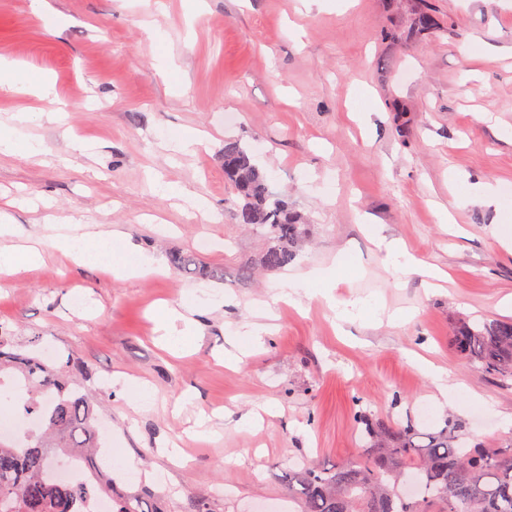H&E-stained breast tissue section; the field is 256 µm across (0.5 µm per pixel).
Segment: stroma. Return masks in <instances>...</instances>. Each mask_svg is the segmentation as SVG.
I'll return each instance as SVG.
<instances>
[{
	"label": "stroma",
	"instance_id": "obj_1",
	"mask_svg": "<svg viewBox=\"0 0 512 512\" xmlns=\"http://www.w3.org/2000/svg\"><path fill=\"white\" fill-rule=\"evenodd\" d=\"M49 2L68 21L55 34L29 0H0V54L49 77L71 106L63 123L36 115L23 126L39 155L0 156V210L13 217L18 243L78 223L122 230L145 253L191 251L224 270L220 282L170 267L117 279L50 249L37 270L0 276V333L28 354L54 349L56 367L74 359L103 446L139 461V479L112 472L114 491L149 499L155 512H184L192 498L216 512H288V472L300 459L359 460V407L414 416L422 430L451 414L493 446L512 438V379L476 370L448 343L458 320L512 318L499 305L512 296V251L492 232L496 214L478 201L457 206L461 189L448 181L454 171L512 191V0H324L302 16L297 0H162L152 35L141 0ZM422 14L434 28L418 26ZM167 65L174 73L164 80L158 69ZM187 127L208 135L193 156L166 146L171 130ZM73 134L93 143L92 154L71 150ZM229 136L313 227L286 272L343 258L336 300L365 304L342 324L317 296L299 310L277 305L263 350L233 369L221 362L226 326L251 319L282 274L237 278L267 241L238 222L224 179ZM163 183L204 197L209 216L188 217L162 197ZM444 209L459 232L441 222ZM379 235L402 240L447 282L432 291L398 277ZM190 289L206 305L176 357L155 316ZM382 306L410 317L377 318ZM415 353L492 410L450 400L420 419L435 388ZM142 383L153 391L146 411L130 403ZM269 402L279 413L259 426L224 418ZM203 411L212 436L195 441Z\"/></svg>",
	"mask_w": 512,
	"mask_h": 512
}]
</instances>
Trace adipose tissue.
I'll return each mask as SVG.
<instances>
[{
    "label": "adipose tissue",
    "instance_id": "ef3b65f1",
    "mask_svg": "<svg viewBox=\"0 0 512 512\" xmlns=\"http://www.w3.org/2000/svg\"><path fill=\"white\" fill-rule=\"evenodd\" d=\"M0 92L25 97H34L45 102L48 121H61L68 105L53 91L51 82L41 75L23 71L16 61L0 56ZM53 249L70 255L76 264H110L115 278L124 279L146 275L162 270L161 260L153 255L132 253L129 243L120 231L109 233L81 232L62 235L52 240ZM335 286L333 271L329 268H314L297 275L284 276L273 294V301H295L299 296H312L320 292L330 298ZM198 301L187 300L181 309L167 310L160 320L166 341L171 349H180L186 337L194 335L197 322L194 315Z\"/></svg>",
    "mask_w": 512,
    "mask_h": 512
}]
</instances>
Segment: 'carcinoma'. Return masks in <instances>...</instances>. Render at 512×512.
<instances>
[{
    "instance_id": "carcinoma-1",
    "label": "carcinoma",
    "mask_w": 512,
    "mask_h": 512,
    "mask_svg": "<svg viewBox=\"0 0 512 512\" xmlns=\"http://www.w3.org/2000/svg\"><path fill=\"white\" fill-rule=\"evenodd\" d=\"M224 176L237 196L239 223L269 239L262 269L288 266L309 225L269 192L267 174L238 138L224 139ZM169 262L193 279L224 280V269L204 266L192 252L173 251ZM449 341L476 369L512 378V319L458 321ZM9 372L24 379L30 398L22 416L38 425L21 447L0 439V512H84L87 501L102 495L112 512H146L141 501L112 493V478L98 461L94 407L74 381L0 336V376ZM354 422L361 461L330 468L306 462L288 473V492L301 512H512V446L491 448L453 417L426 432L411 419L393 422L363 410ZM65 459L84 464L94 484L56 481L55 466Z\"/></svg>"
}]
</instances>
